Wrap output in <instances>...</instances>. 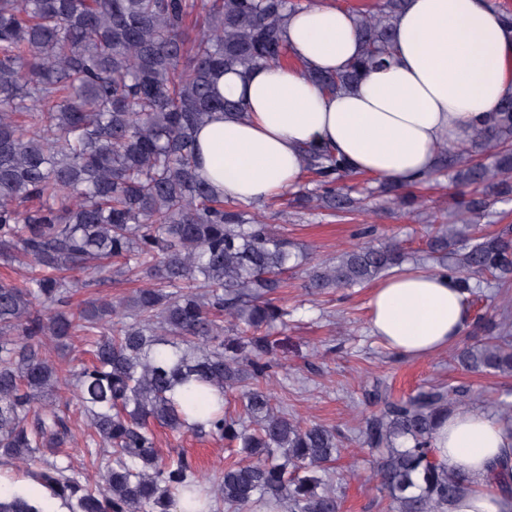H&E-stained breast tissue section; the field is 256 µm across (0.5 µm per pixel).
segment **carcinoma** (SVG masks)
<instances>
[{
  "mask_svg": "<svg viewBox=\"0 0 512 512\" xmlns=\"http://www.w3.org/2000/svg\"><path fill=\"white\" fill-rule=\"evenodd\" d=\"M407 0L355 10L359 56L336 73H312L322 90L352 88L390 57L393 21ZM297 0H0V261L28 260L21 284L0 280V464L41 458L31 477L67 512H340L333 463L342 441L303 424L260 386L279 366L268 330L287 324L275 301L304 253L270 224L224 198L197 172V127L240 104L217 90L221 75L286 64L282 30ZM319 191L300 205L352 212L354 175L328 150L305 151ZM437 172L461 187L459 224L430 228L427 258L467 297L512 288V227L479 221L512 200V97L477 127L467 148L440 151ZM402 185L380 192L404 206ZM113 259L122 278L149 282L117 301L75 308L76 273ZM396 242L354 246L307 269L305 287H363L399 268ZM232 320L224 335L220 318ZM484 339L462 348L472 372L512 376V316L478 317ZM81 337L90 362L43 354ZM184 389L179 402L175 387ZM234 393L236 417L224 411ZM381 406L360 431L389 512H449L469 490L434 454L442 418L481 401L465 387L429 386ZM90 425L85 454L101 482L57 459L74 437L70 412ZM223 440L249 460L224 463L215 481L186 456L164 459L153 427ZM490 480L512 492L508 460ZM0 512H43L0 493Z\"/></svg>",
  "mask_w": 512,
  "mask_h": 512,
  "instance_id": "carcinoma-1",
  "label": "carcinoma"
}]
</instances>
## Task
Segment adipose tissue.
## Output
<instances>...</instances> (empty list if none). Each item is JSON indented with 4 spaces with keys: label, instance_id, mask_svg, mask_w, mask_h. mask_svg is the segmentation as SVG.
I'll return each mask as SVG.
<instances>
[{
    "label": "adipose tissue",
    "instance_id": "adipose-tissue-1",
    "mask_svg": "<svg viewBox=\"0 0 512 512\" xmlns=\"http://www.w3.org/2000/svg\"><path fill=\"white\" fill-rule=\"evenodd\" d=\"M285 40L295 66L224 74L218 89L243 114L214 113L196 135L201 176L245 205L295 190L308 145L334 151L353 171L417 183L433 173L441 148L465 145L512 96V28L486 0H408L387 65L338 93L322 92L309 74L357 56L352 15L311 0L289 15ZM369 307L372 334L412 358L447 349L471 320L455 278L437 271L384 277ZM434 446L444 467L472 480L451 512H512V495L487 485L490 462L512 453L502 425L476 410L453 413L440 421Z\"/></svg>",
    "mask_w": 512,
    "mask_h": 512
}]
</instances>
